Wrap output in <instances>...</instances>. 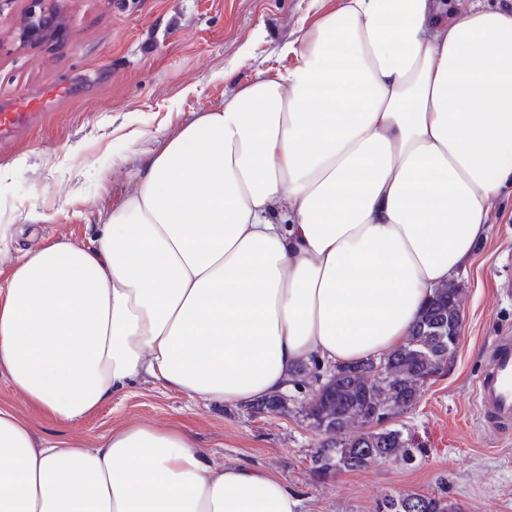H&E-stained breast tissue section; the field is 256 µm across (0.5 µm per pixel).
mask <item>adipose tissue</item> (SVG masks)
<instances>
[{
  "mask_svg": "<svg viewBox=\"0 0 512 512\" xmlns=\"http://www.w3.org/2000/svg\"><path fill=\"white\" fill-rule=\"evenodd\" d=\"M223 104L139 151L89 245L18 254L0 376L76 426L136 379L204 403L405 344L512 193V5L343 0ZM177 428L94 447L0 404V512H302Z\"/></svg>",
  "mask_w": 512,
  "mask_h": 512,
  "instance_id": "1",
  "label": "adipose tissue"
}]
</instances>
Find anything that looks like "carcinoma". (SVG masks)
I'll use <instances>...</instances> for the list:
<instances>
[{"label": "carcinoma", "instance_id": "1", "mask_svg": "<svg viewBox=\"0 0 512 512\" xmlns=\"http://www.w3.org/2000/svg\"><path fill=\"white\" fill-rule=\"evenodd\" d=\"M461 289L450 283L438 289L434 300L423 311L407 343L379 361L337 365L313 399L306 417L326 438L319 442L314 455L315 471H354L373 458L384 461L399 455L410 456L412 441L395 425H364L369 412L386 413L394 419L415 405L427 377L448 363V337L438 335L460 322ZM412 500L424 503V512H459L457 505L445 498L419 493H402L383 501L379 512H406Z\"/></svg>", "mask_w": 512, "mask_h": 512}]
</instances>
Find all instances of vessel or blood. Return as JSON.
<instances>
[{
    "instance_id": "b4317fda",
    "label": "vessel or blood",
    "mask_w": 512,
    "mask_h": 512,
    "mask_svg": "<svg viewBox=\"0 0 512 512\" xmlns=\"http://www.w3.org/2000/svg\"><path fill=\"white\" fill-rule=\"evenodd\" d=\"M473 397L481 430L512 435V330L501 332L487 346Z\"/></svg>"
}]
</instances>
